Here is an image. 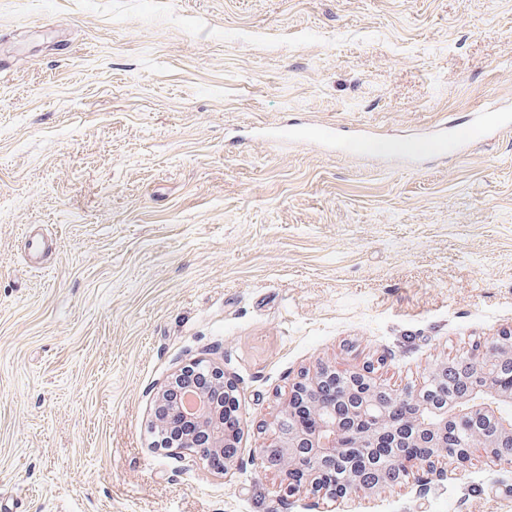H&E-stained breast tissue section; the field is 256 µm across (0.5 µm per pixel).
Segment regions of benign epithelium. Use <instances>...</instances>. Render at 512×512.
Segmentation results:
<instances>
[{
    "label": "benign epithelium",
    "mask_w": 512,
    "mask_h": 512,
    "mask_svg": "<svg viewBox=\"0 0 512 512\" xmlns=\"http://www.w3.org/2000/svg\"><path fill=\"white\" fill-rule=\"evenodd\" d=\"M476 365L466 393L452 405L438 406L430 401L434 389L448 374V364L441 363L429 373L419 387L395 391L384 385L368 368L339 370L318 366L301 373L291 383L288 396L279 413L267 424L268 442L259 449L262 469L278 474L280 490L291 493L305 488L314 494L336 498L351 492L375 491L386 488L393 479L409 474L411 462L424 465L430 473L442 459L450 461L463 471L472 464L474 452L495 462L512 461V416L503 413V407L512 402V391L494 388L489 374L505 362L512 363V330L504 332L483 352L470 354ZM333 382L340 384L343 401L358 400L360 406L342 410L336 404L316 408L321 414L315 425L305 429L296 418L295 405L312 393H321L320 387ZM235 381L226 377L224 369L194 359L180 368L171 380L157 392L154 399L151 432L168 436L158 448L187 450L199 459L215 464V472L227 474L238 467L239 458L224 453L234 447L236 433L224 423V402L236 401ZM196 399V406L188 408L186 396ZM392 396L400 401L407 398L417 407L410 421L414 437L433 438L430 451L414 459L402 454L388 457L383 463L384 474L370 483H364L342 471L336 464L348 440L352 439L363 450L368 445L390 438L385 429V409L380 400ZM472 418L482 419L495 428L490 440L475 437L452 454L441 449L448 439V423L464 424Z\"/></svg>",
    "instance_id": "obj_1"
}]
</instances>
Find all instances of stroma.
<instances>
[{
    "instance_id": "1",
    "label": "stroma",
    "mask_w": 512,
    "mask_h": 512,
    "mask_svg": "<svg viewBox=\"0 0 512 512\" xmlns=\"http://www.w3.org/2000/svg\"><path fill=\"white\" fill-rule=\"evenodd\" d=\"M512 0H0V512H512V464L329 500L255 455L293 379L394 388L512 329ZM448 123L414 165L261 127ZM53 247L34 269L25 244ZM203 357L241 464L154 447Z\"/></svg>"
}]
</instances>
